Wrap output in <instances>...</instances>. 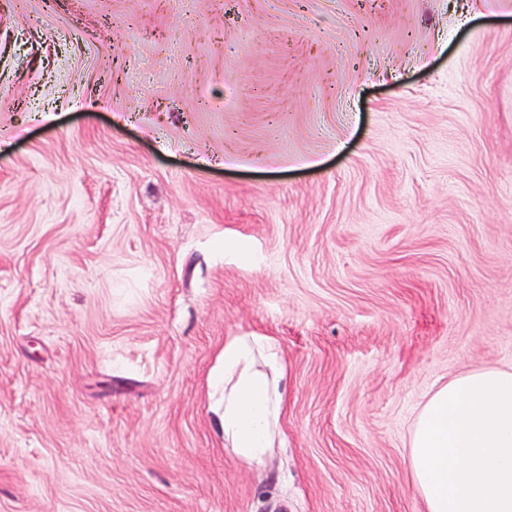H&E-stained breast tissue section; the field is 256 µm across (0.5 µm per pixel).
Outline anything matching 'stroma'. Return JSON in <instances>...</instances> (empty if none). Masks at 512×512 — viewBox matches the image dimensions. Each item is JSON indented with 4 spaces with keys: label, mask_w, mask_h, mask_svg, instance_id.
I'll list each match as a JSON object with an SVG mask.
<instances>
[{
    "label": "stroma",
    "mask_w": 512,
    "mask_h": 512,
    "mask_svg": "<svg viewBox=\"0 0 512 512\" xmlns=\"http://www.w3.org/2000/svg\"><path fill=\"white\" fill-rule=\"evenodd\" d=\"M494 366L512 0H0V512H423L420 405ZM262 361L265 370L256 365ZM283 355L269 336H234L224 342V442L248 463L270 458L280 434L284 399Z\"/></svg>",
    "instance_id": "1"
}]
</instances>
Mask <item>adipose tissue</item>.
Masks as SVG:
<instances>
[{"label":"adipose tissue","instance_id":"adipose-tissue-1","mask_svg":"<svg viewBox=\"0 0 512 512\" xmlns=\"http://www.w3.org/2000/svg\"><path fill=\"white\" fill-rule=\"evenodd\" d=\"M283 355L268 336L224 342V441L248 463L280 431ZM408 466L424 512H512V368H475L432 392L410 432Z\"/></svg>","mask_w":512,"mask_h":512}]
</instances>
